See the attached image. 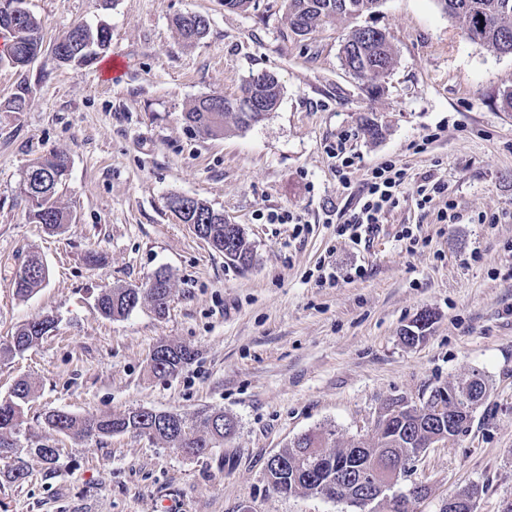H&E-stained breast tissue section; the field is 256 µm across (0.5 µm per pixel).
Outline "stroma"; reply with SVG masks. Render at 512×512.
<instances>
[{
    "label": "stroma",
    "mask_w": 512,
    "mask_h": 512,
    "mask_svg": "<svg viewBox=\"0 0 512 512\" xmlns=\"http://www.w3.org/2000/svg\"><path fill=\"white\" fill-rule=\"evenodd\" d=\"M44 45L74 25L106 24L112 41L88 66L43 53L25 68L0 44V342L23 323L54 316L39 346L0 362V396L26 379L23 447L59 449L54 473L29 457L12 482L0 460V512H389L378 498L358 508L320 496L276 492L266 477L272 455L298 435L334 427L336 445L371 443L380 408L395 398L417 404L432 389L472 372L489 390L467 432L426 449L396 488L416 486L409 512H440L471 486L474 512L512 502V112L499 94L512 86V55L470 40L436 0H383L360 22L388 35L397 63L379 95L342 66L345 23L305 35L288 26L287 0H27ZM196 13L205 36L182 41L173 20ZM123 67L118 82L103 71ZM47 78H40V71ZM273 73L277 108L244 131L209 136L185 112L207 95L235 96L250 75ZM28 107L2 109L18 89ZM382 127L374 139L365 118ZM346 139L355 156L340 179L329 149ZM57 151L70 161L59 203L72 222L48 231L28 220L20 191L27 167ZM391 160L411 182L367 245L338 238L368 171ZM434 173L448 195L419 209L413 181ZM207 201L241 225L254 250L240 270L225 262L167 207L171 195ZM457 219L437 220L447 200ZM288 210L307 227L267 224ZM418 229L426 245L400 237ZM49 268L28 300L13 279L32 255ZM102 260L90 264L88 254ZM366 270L350 276L352 266ZM336 269L337 284L324 282ZM172 279L168 311L151 305L109 320L96 310L105 289ZM419 343L401 333L423 313ZM189 346L177 375L150 372L158 342ZM192 417L221 409L237 423L223 446L186 457L131 432L75 440L50 430L45 412L86 417L134 408Z\"/></svg>",
    "instance_id": "1"
}]
</instances>
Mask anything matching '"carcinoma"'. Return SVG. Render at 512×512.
Masks as SVG:
<instances>
[{"label":"carcinoma","instance_id":"1","mask_svg":"<svg viewBox=\"0 0 512 512\" xmlns=\"http://www.w3.org/2000/svg\"><path fill=\"white\" fill-rule=\"evenodd\" d=\"M17 4V17L14 25L0 28L12 37L9 59L11 63L24 68L33 63L43 52L42 40L35 39L40 24L26 7V0H14ZM381 0H288V25L298 34L305 35L313 28L337 20L356 19L376 12ZM442 11L449 18L457 20L466 30L470 39L487 50L497 54L512 55V0H437ZM208 22L202 15L190 14L176 19L177 30L186 42L201 38ZM78 33L72 37L62 34L53 43L50 53L64 52L83 66L97 59L105 50L112 34L105 25L92 27L76 25ZM341 61L344 68L354 78L360 80L370 95L382 90V83L395 64V51L386 35L372 26L353 28L341 48ZM268 110H275L280 98L278 82L271 81L261 90ZM242 97L221 98V111L211 112L203 99H198L185 112V120L194 128L211 136H221L231 130H243L258 123V119L239 105ZM69 172L66 155L52 151L49 157L34 160L24 173L23 192L28 202V219L32 224H41L47 230H56L71 223V215L57 204L59 188L65 184ZM194 223L203 225L206 234L224 247L218 253L224 260L245 271L253 262V248L240 228L228 229L220 217V211L207 202L197 199L191 208ZM28 264L34 267L28 275L17 273L13 287L15 295L26 299L43 288L49 279L48 267L42 259L33 256ZM154 278L162 280L168 288L159 295L150 288H113L104 290L98 297V313L109 319L124 318L144 303L153 306L156 314H166L165 300L169 299L171 277L158 272ZM55 321L48 318L33 319L18 328L11 339L0 343V360H9L22 355L37 346L54 328ZM194 352L187 346L159 343L150 359L151 373L158 378L171 377L187 365ZM34 387L26 380L17 382L12 391L0 397V458L13 459L9 470L10 478L22 482L28 477L27 462L22 457L20 436L24 424L25 408ZM442 398V388L431 392L421 404L401 414L390 417L393 406L399 403L394 399L385 404L378 418L386 422L383 430H376V440L370 447H362L358 457L341 450L327 460L317 461V456L309 449L320 443L327 445L335 436L332 428H321L307 432L280 452L278 467L267 468V479L273 489L284 495L303 492L336 500V492L330 485L336 483V462L343 463L341 476L350 474V468L367 459L380 462L395 461L406 453L421 450L429 435L441 431V424L425 413V408ZM45 424L53 431L86 439L106 437L113 434L133 432L152 440L164 441L177 450L188 448L192 455H200L216 447L232 436L237 427L234 418L222 410H203L188 418L173 413L168 425H156L153 411L131 409L121 416L110 414L78 417L65 410L56 409L45 414Z\"/></svg>","mask_w":512,"mask_h":512}]
</instances>
